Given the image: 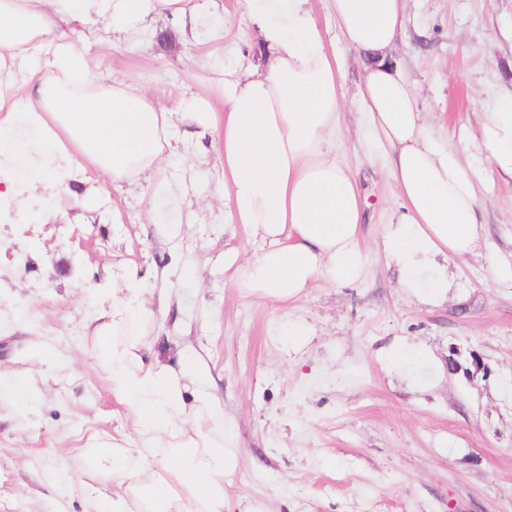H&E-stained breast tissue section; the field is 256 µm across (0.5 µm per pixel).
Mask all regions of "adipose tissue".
<instances>
[{"label": "adipose tissue", "instance_id": "ef3b65f1", "mask_svg": "<svg viewBox=\"0 0 512 512\" xmlns=\"http://www.w3.org/2000/svg\"><path fill=\"white\" fill-rule=\"evenodd\" d=\"M189 0H0V207L40 185L66 189L74 168L113 183L135 180L163 160L169 113L121 81L89 77L88 57L65 37L69 20L102 17L137 32L153 13H185ZM270 54L224 76V107L212 113L224 162V196L253 253L230 279L246 297L285 304L320 281L364 278V208L357 182L336 158L333 137L346 105L340 65L310 0H243ZM346 43L367 64L358 101L387 148L402 199L383 250L408 293L448 294L436 257L464 258L481 245L478 196L460 150L427 134L416 85L392 61L406 0H329ZM481 154L512 176V97L491 112ZM146 279L112 276V302L91 333L97 363L137 426L135 456L112 444L94 462L117 487L107 512H224V477L238 450L215 410L207 371L193 356L175 368L143 336L155 312Z\"/></svg>", "mask_w": 512, "mask_h": 512}]
</instances>
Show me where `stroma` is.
<instances>
[{
  "label": "stroma",
  "mask_w": 512,
  "mask_h": 512,
  "mask_svg": "<svg viewBox=\"0 0 512 512\" xmlns=\"http://www.w3.org/2000/svg\"><path fill=\"white\" fill-rule=\"evenodd\" d=\"M222 3L151 15L134 39L65 28L91 79L125 80L170 113V148L138 183L88 168L54 196L53 216L34 204L0 217V512H90L112 495L91 446L138 448L87 336L124 268L149 272L148 297L162 307L148 329L154 353L172 365L194 355L211 374L239 450L226 512L254 501L267 512H512V279L499 273L512 265V178L464 155L480 253L449 260L447 301L405 296L382 248L398 192L355 100L364 64L328 0H312L342 64L336 156L365 203L367 275L318 282L286 304L241 297L226 267L254 246L229 221L203 111L219 102L225 69L261 64L264 50L241 0ZM393 55L430 136L478 141L512 91V0H407ZM27 377L38 393L20 408L11 384Z\"/></svg>",
  "instance_id": "stroma-1"
}]
</instances>
